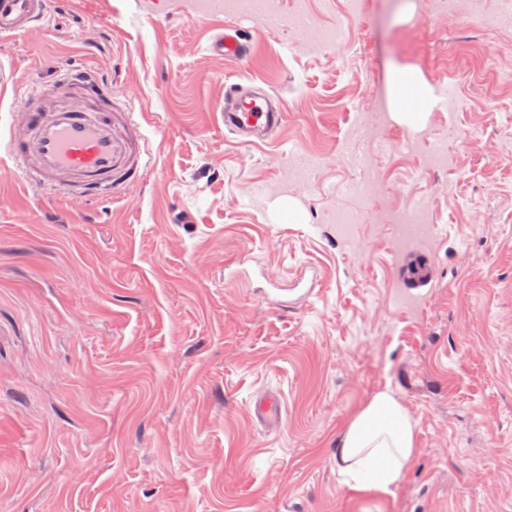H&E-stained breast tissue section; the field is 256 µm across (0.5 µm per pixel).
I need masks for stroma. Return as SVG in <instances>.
Here are the masks:
<instances>
[{"label": "stroma", "instance_id": "obj_1", "mask_svg": "<svg viewBox=\"0 0 512 512\" xmlns=\"http://www.w3.org/2000/svg\"><path fill=\"white\" fill-rule=\"evenodd\" d=\"M206 3L48 0L0 35V134L27 90L85 68L112 93L117 176L139 173L82 203L0 159V512H512V31L496 0L475 20L429 0L364 16ZM224 26L251 56L208 50ZM392 71L414 73L410 107L451 89L455 111L398 121ZM250 82L286 114L258 144L218 110ZM405 206L433 227L412 307L384 219ZM385 387L419 451L365 499L331 450ZM264 392L278 425L252 414ZM399 279L402 285L401 293L405 299H415L423 297L428 288L432 283V274L430 271L426 272L421 276H411L405 271L399 273Z\"/></svg>", "mask_w": 512, "mask_h": 512}]
</instances>
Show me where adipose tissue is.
<instances>
[{"mask_svg": "<svg viewBox=\"0 0 512 512\" xmlns=\"http://www.w3.org/2000/svg\"><path fill=\"white\" fill-rule=\"evenodd\" d=\"M416 453L414 421L396 394L383 389L353 414L333 458L349 490L379 497L399 483Z\"/></svg>", "mask_w": 512, "mask_h": 512, "instance_id": "1", "label": "adipose tissue"}]
</instances>
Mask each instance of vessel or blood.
Here are the masks:
<instances>
[{
	"mask_svg": "<svg viewBox=\"0 0 512 512\" xmlns=\"http://www.w3.org/2000/svg\"><path fill=\"white\" fill-rule=\"evenodd\" d=\"M46 0H0V34L24 31L45 16ZM209 48L237 60L249 56L251 45L237 29L216 34ZM285 114L277 95L238 86L224 97V127L242 141L257 131L277 127ZM15 134L4 146L6 155L28 179L72 201L99 198L118 190L116 146L112 129V95L90 72L60 71L52 94L32 91L18 99L13 113ZM401 293L415 299L430 288L431 273H400ZM256 419L275 423L281 401L275 395L253 404Z\"/></svg>",
	"mask_w": 512,
	"mask_h": 512,
	"instance_id": "b4317fda",
	"label": "vessel or blood"
}]
</instances>
